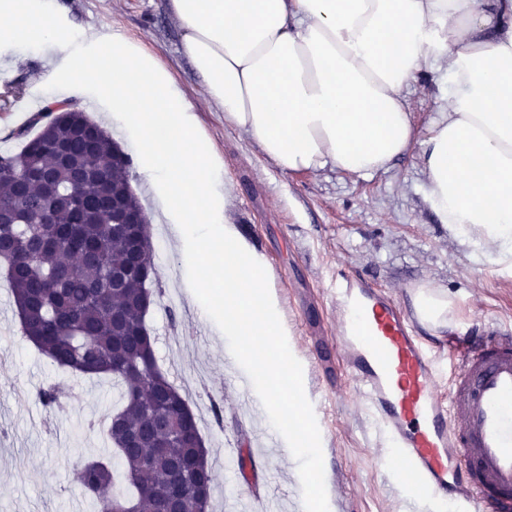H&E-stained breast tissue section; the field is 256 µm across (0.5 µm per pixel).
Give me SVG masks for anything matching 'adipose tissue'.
<instances>
[{
	"label": "adipose tissue",
	"instance_id": "obj_1",
	"mask_svg": "<svg viewBox=\"0 0 512 512\" xmlns=\"http://www.w3.org/2000/svg\"><path fill=\"white\" fill-rule=\"evenodd\" d=\"M186 55L225 121L283 174L365 179L417 154L439 223L512 263V0H169ZM30 40L44 84L91 99L135 142L176 240L211 269L194 296L230 338L271 335L269 271L241 241L219 187L224 164L194 106L151 53L120 34L73 32L52 0H0V51ZM110 61L111 73L98 64ZM446 70L448 108L418 129L407 94ZM419 321L453 304L420 286Z\"/></svg>",
	"mask_w": 512,
	"mask_h": 512
}]
</instances>
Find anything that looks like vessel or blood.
<instances>
[{"label":"vessel or blood","instance_id":"obj_1","mask_svg":"<svg viewBox=\"0 0 512 512\" xmlns=\"http://www.w3.org/2000/svg\"><path fill=\"white\" fill-rule=\"evenodd\" d=\"M332 293L336 348L401 485L512 512V336L489 328L459 345L443 388L436 355L384 290L341 273Z\"/></svg>","mask_w":512,"mask_h":512}]
</instances>
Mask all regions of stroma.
<instances>
[{
  "instance_id": "obj_1",
  "label": "stroma",
  "mask_w": 512,
  "mask_h": 512,
  "mask_svg": "<svg viewBox=\"0 0 512 512\" xmlns=\"http://www.w3.org/2000/svg\"><path fill=\"white\" fill-rule=\"evenodd\" d=\"M74 30L120 32L154 53L173 74L197 119L224 158L228 217L271 271V299L284 333L270 337L269 356L285 353L295 364L296 389L317 399L319 412L304 422L318 455H298L288 436L267 454L269 415L257 407V389L239 386L256 356L227 368L224 322L200 317L186 286L199 268L190 263L169 225L160 223L152 191L138 165L130 184L151 225L155 303L146 318L155 354L175 385L191 379L188 403L214 470L212 512H234L240 500L276 497L281 512H434L435 502L404 493L390 469L380 467V425L336 358V314L328 288L337 270L359 275L392 293L414 316L416 285L427 284L454 302L456 327L480 332L495 323L512 332V266L498 263L465 236L436 223L422 195L425 176L416 157L363 181L336 170L286 176L258 144L224 120L185 54L168 0H55ZM12 74L0 85V153L15 152L20 101L56 98L40 88L47 70L43 51L20 45L9 55ZM443 74L410 88L408 105L427 126L448 99ZM0 512H92L74 482L77 463L109 459L101 425L119 389L111 379L63 373L22 336L8 285L0 277ZM62 390L58 405L35 397L44 387ZM252 456L239 469L238 456Z\"/></svg>"
}]
</instances>
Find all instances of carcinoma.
Here are the masks:
<instances>
[{"instance_id": "cac0c4a2", "label": "carcinoma", "mask_w": 512, "mask_h": 512, "mask_svg": "<svg viewBox=\"0 0 512 512\" xmlns=\"http://www.w3.org/2000/svg\"><path fill=\"white\" fill-rule=\"evenodd\" d=\"M16 137L17 153L0 154V203L20 222L0 225V249L23 334L58 367L76 375L110 376L122 402L107 434L132 489L113 494L114 471L102 459L75 469L83 498L97 512H169V493L188 479L207 488L198 504L209 512L214 475L196 415L157 364L145 318L154 300L143 263L151 261L147 224H115L112 194L127 196L131 159L82 111L32 115ZM28 176L25 184L17 181ZM146 239L137 252V239ZM158 399L168 428L155 426L143 396Z\"/></svg>"}]
</instances>
